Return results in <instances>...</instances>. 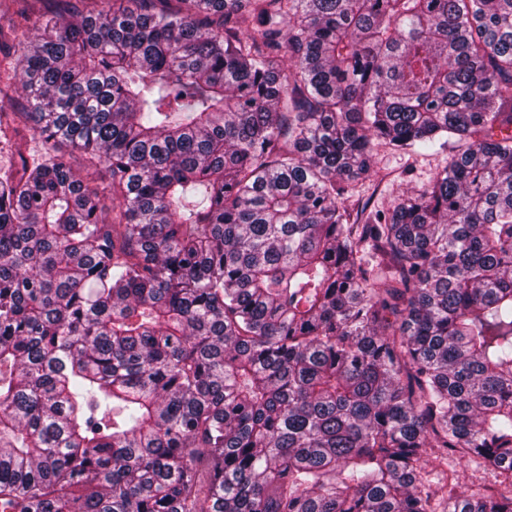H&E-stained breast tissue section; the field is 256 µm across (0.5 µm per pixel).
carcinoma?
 <instances>
[{"label":"carcinoma","instance_id":"cac0c4a2","mask_svg":"<svg viewBox=\"0 0 512 512\" xmlns=\"http://www.w3.org/2000/svg\"><path fill=\"white\" fill-rule=\"evenodd\" d=\"M102 2L0 0V512H512V0ZM41 148L38 138H34L30 133L23 139H18L11 148L0 143V168L7 166L11 161L18 160V152L29 157L36 155ZM447 161L448 148L428 156L381 150L375 157L372 177L359 182L355 194L364 200L370 198L371 204L379 209H386L402 191L427 184ZM450 470L456 471L460 489L468 493L479 492L485 484L493 479L490 471L484 470L474 460L462 461L460 464L457 461H448V472Z\"/></svg>","mask_w":512,"mask_h":512}]
</instances>
